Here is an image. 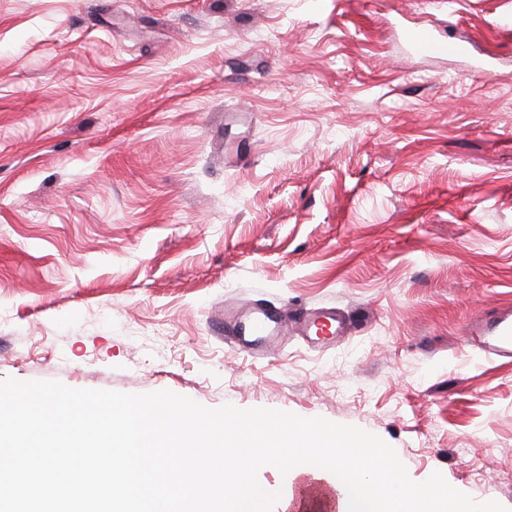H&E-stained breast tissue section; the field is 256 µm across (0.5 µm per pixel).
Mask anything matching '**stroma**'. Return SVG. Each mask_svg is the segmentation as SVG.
<instances>
[{"label":"stroma","instance_id":"1","mask_svg":"<svg viewBox=\"0 0 512 512\" xmlns=\"http://www.w3.org/2000/svg\"><path fill=\"white\" fill-rule=\"evenodd\" d=\"M228 304L347 333L255 359ZM509 310L512 0H0V380L320 416L512 512ZM415 51L420 56H433L448 53V56L458 55L465 51L464 45L457 42L443 43L438 41L430 32L419 31L412 37ZM472 336H491L484 351L488 355H504L512 350V316L510 312L502 313L490 319H477L471 325Z\"/></svg>","mask_w":512,"mask_h":512}]
</instances>
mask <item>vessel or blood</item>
Segmentation results:
<instances>
[{
	"label": "vessel or blood",
	"instance_id": "vessel-or-blood-1",
	"mask_svg": "<svg viewBox=\"0 0 512 512\" xmlns=\"http://www.w3.org/2000/svg\"><path fill=\"white\" fill-rule=\"evenodd\" d=\"M418 55H458L464 52V45L457 42L443 43L430 32L420 31L412 37ZM344 326L335 311L325 310L317 314H305L295 319H286L271 309H261L245 316L234 307L224 309V336L234 341L242 351L261 355L271 336L297 334L313 338L318 347L331 345L335 336L341 335ZM470 335L486 337L485 351L490 355H504L512 352V315L508 313L490 319L475 320L469 329Z\"/></svg>",
	"mask_w": 512,
	"mask_h": 512
}]
</instances>
